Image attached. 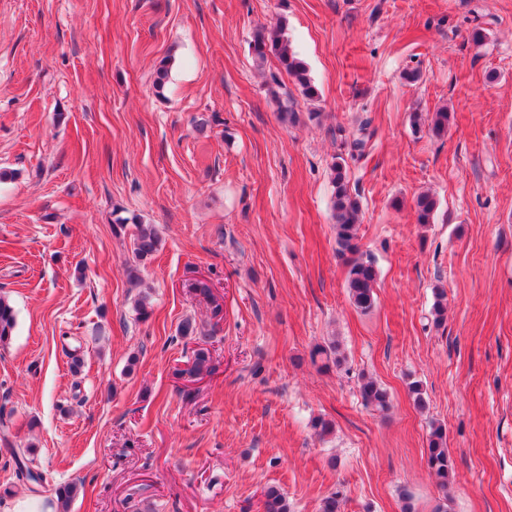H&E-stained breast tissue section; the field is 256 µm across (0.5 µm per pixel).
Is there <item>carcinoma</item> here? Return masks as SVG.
I'll return each instance as SVG.
<instances>
[{
    "label": "carcinoma",
    "mask_w": 512,
    "mask_h": 512,
    "mask_svg": "<svg viewBox=\"0 0 512 512\" xmlns=\"http://www.w3.org/2000/svg\"><path fill=\"white\" fill-rule=\"evenodd\" d=\"M254 58L259 64H264L267 58H276L280 69L284 70L293 80L301 93L309 100L319 98V92L313 83L306 64L291 50L288 36L283 25L277 24L258 29L251 44ZM272 84L269 92L278 106L279 119L284 124L293 125L299 121V115L292 107L288 92L282 90L276 74H271ZM451 115L446 108L422 116L415 112L411 117L413 133L418 134L426 128L435 136H443L448 132ZM371 122L367 119L360 121L352 139L349 141V155L360 158L365 150L373 131ZM332 209L334 229L336 232L337 255L347 266L346 288L352 304L363 313L369 312L375 302L374 288L377 280V271L373 262L364 257L359 244V224L361 223V204L352 193L350 181L346 170V160L342 156L335 157L331 165ZM436 198L430 193L420 194L415 201L416 220L419 224H428L432 221L437 210ZM160 243L159 232L153 224H138L133 240V254L135 264L128 267V280L137 287L141 284L138 271L139 265L157 251ZM444 293L435 290V302L430 311L432 322L439 326L443 323L446 313ZM15 312L9 301L0 296V345L5 344L12 336L15 327ZM312 362H322V367L328 369L334 365H341L342 354L340 345L332 341L326 345H319L311 352ZM212 370L208 350L199 348L194 353L191 372L196 376H203ZM360 391L366 404L375 411L384 414L390 409V398L387 390L376 380L370 377L362 378ZM15 458L16 477L20 481H33L37 484L43 482L41 473L30 466V449L19 452L11 449ZM426 462L430 472L435 476L437 484L442 490H447L451 483L454 467L448 448V438L442 425L432 427L428 448L426 449ZM78 484L68 483L56 490L58 512H68L69 503L77 494ZM263 512H290L285 496L275 487L268 488L264 493Z\"/></svg>",
    "instance_id": "cac0c4a2"
}]
</instances>
